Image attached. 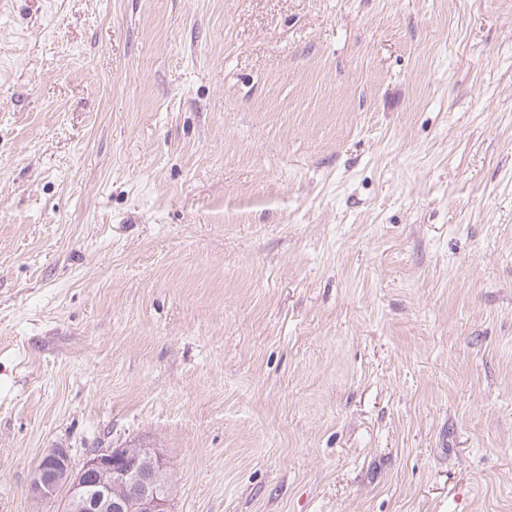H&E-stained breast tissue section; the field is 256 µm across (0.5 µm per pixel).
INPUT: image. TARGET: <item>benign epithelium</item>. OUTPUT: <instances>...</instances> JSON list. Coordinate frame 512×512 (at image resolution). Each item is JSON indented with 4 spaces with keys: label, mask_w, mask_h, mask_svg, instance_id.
<instances>
[{
    "label": "benign epithelium",
    "mask_w": 512,
    "mask_h": 512,
    "mask_svg": "<svg viewBox=\"0 0 512 512\" xmlns=\"http://www.w3.org/2000/svg\"><path fill=\"white\" fill-rule=\"evenodd\" d=\"M66 490L63 512H171L168 463L154 448H97L80 466L69 449H46L34 468L30 496L37 505Z\"/></svg>",
    "instance_id": "benign-epithelium-1"
}]
</instances>
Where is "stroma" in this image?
<instances>
[{"label":"stroma","instance_id":"stroma-1","mask_svg":"<svg viewBox=\"0 0 512 512\" xmlns=\"http://www.w3.org/2000/svg\"><path fill=\"white\" fill-rule=\"evenodd\" d=\"M56 446L512 512V0L0 9V512Z\"/></svg>","mask_w":512,"mask_h":512}]
</instances>
